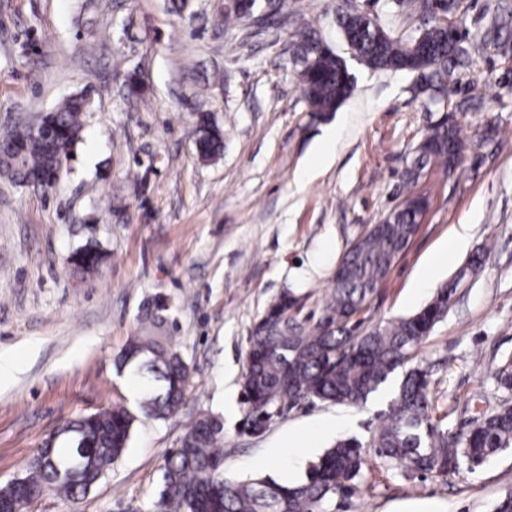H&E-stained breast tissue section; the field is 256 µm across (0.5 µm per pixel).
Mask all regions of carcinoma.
<instances>
[{
  "label": "carcinoma",
  "mask_w": 512,
  "mask_h": 512,
  "mask_svg": "<svg viewBox=\"0 0 512 512\" xmlns=\"http://www.w3.org/2000/svg\"><path fill=\"white\" fill-rule=\"evenodd\" d=\"M414 3L422 17L414 34L387 30L353 0L336 9V25L352 35L361 63L375 71L406 72L433 89L456 82V69L469 57L465 40L451 28L456 0H442L440 13H432L431 0ZM322 38L299 29L293 35L291 63L299 76L304 97L314 112H335L350 96L353 84L340 57L320 49ZM88 97L82 93L65 99L49 111L42 123L46 132L14 125L0 135V176L22 183L44 179L62 168L72 155L82 128ZM199 151L211 158L223 149L220 129L209 113L199 115ZM461 147L459 130L443 120L422 137L416 157L405 171L413 184L429 165L454 167ZM422 199L412 196L386 217V223L355 240L336 264L331 292L317 320H299L294 313L300 297L285 290L257 317L248 336L245 420L282 413L301 401L360 404L395 370L412 361L415 350L448 310L464 276L438 289L418 312L359 330L358 316L389 275L398 257L419 231ZM105 259L96 244H86L70 258L74 268L90 274ZM162 301L148 304L140 334L133 336L117 357L121 372L141 378L137 411L116 404L84 415L68 424L66 446L47 445L27 464L25 483L0 486V500L13 512H22L44 492L52 490L74 503L84 499L105 478L130 442L139 417L165 420L183 404L191 384V367L168 328ZM498 387L512 391L508 360L491 374ZM427 370L405 371L397 395L385 414L374 447L379 457L405 476H445L462 466L477 468L505 448H512V402L505 399L478 417L470 429L448 434L432 423V397ZM81 461L72 472L65 465ZM364 451L354 439H343L311 464L305 478L286 485L271 477L233 480L224 477V420L212 412L201 414L169 453L162 468L157 498L150 512H335L341 491L360 476Z\"/></svg>",
  "instance_id": "1"
}]
</instances>
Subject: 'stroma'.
Here are the masks:
<instances>
[{
  "label": "stroma",
  "instance_id": "35a3bbf8",
  "mask_svg": "<svg viewBox=\"0 0 512 512\" xmlns=\"http://www.w3.org/2000/svg\"><path fill=\"white\" fill-rule=\"evenodd\" d=\"M339 0H284L283 26L244 19L218 25L224 0H0V126L87 94L81 140L57 185L43 194L0 179V352L18 370L0 381V484L61 428L115 404L136 406L115 359L141 326L143 308L167 299L178 348L193 369L184 406L164 421L140 419L128 448L80 503L45 493L28 512H146L162 466L204 412L224 417V475L278 477V461L317 460L287 435L348 419L365 464L336 512H492L512 491V449L445 477L406 478L373 448L401 383L395 371L360 405L304 402L262 435L243 428L249 331L272 298L304 294L302 317L320 314L342 253L405 198L428 201L425 219L367 307L366 326L414 314L482 247L491 256L457 289L419 347L431 372L433 421L456 432L500 397L486 377L512 356V40L488 46L459 70L446 106L402 72L353 60L336 25ZM390 31L420 24L396 0H360ZM512 24V0H459L467 41L491 37L494 16ZM316 29L348 61L352 96L327 118L311 112L291 58V34ZM137 74L143 88L127 97ZM224 134L222 155L195 145L200 112ZM463 141L452 169L428 166L404 180L414 149L440 119ZM468 226L467 248L438 266L432 288L414 282L448 238ZM93 241L107 261L90 275L69 257ZM232 392L235 410L224 412Z\"/></svg>",
  "mask_w": 512,
  "mask_h": 512
}]
</instances>
